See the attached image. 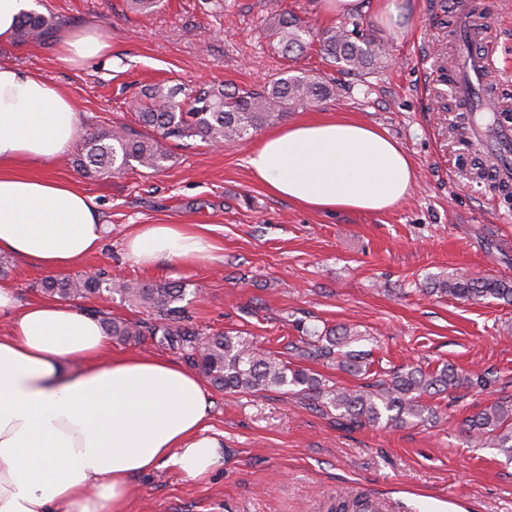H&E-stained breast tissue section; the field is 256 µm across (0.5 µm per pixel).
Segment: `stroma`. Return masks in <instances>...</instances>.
I'll list each match as a JSON object with an SVG mask.
<instances>
[{"mask_svg": "<svg viewBox=\"0 0 512 512\" xmlns=\"http://www.w3.org/2000/svg\"><path fill=\"white\" fill-rule=\"evenodd\" d=\"M152 14L126 0H37L58 32L87 24L112 34V65L71 68L54 43H0V64L50 78L81 114L82 133L137 128L132 102L163 83L224 82L260 90L283 70L335 79L340 95L288 113L286 123L346 115L384 131L416 172L409 197L371 215L316 213L270 195L244 158L251 142L172 146L155 172L131 164L86 175L71 155L27 172L75 183L93 197L108 231L99 250L68 274L105 271L129 282L184 285V304L203 332H248L290 360L302 330L346 325L370 354L373 378L407 364L450 363L477 382L463 398L429 397L438 422L352 428L336 410H316L288 388L227 394L214 387L209 432L222 442V468L195 480L172 470L134 477L129 512H336L366 496L383 512H512V461L474 448L462 421L512 394V305L431 295L446 274L512 280V184L488 174L469 143L471 118L457 111L455 14L441 0H401L402 22L378 19L366 0L365 28L388 46L381 68L364 77L324 61L317 46L283 58L263 20L270 0H164ZM472 14L490 7L486 40L500 66L491 90L512 114V0H462ZM139 224H202L219 258L195 265L128 260L125 241Z\"/></svg>", "mask_w": 512, "mask_h": 512, "instance_id": "obj_1", "label": "stroma"}]
</instances>
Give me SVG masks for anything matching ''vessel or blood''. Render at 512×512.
<instances>
[{
	"mask_svg": "<svg viewBox=\"0 0 512 512\" xmlns=\"http://www.w3.org/2000/svg\"><path fill=\"white\" fill-rule=\"evenodd\" d=\"M457 65L458 80L453 91L459 109L465 112L497 113L498 104L484 89L488 75L497 69L494 52L490 49L481 53L472 51L470 19L464 14L459 17ZM471 138L481 155L492 158L497 179L511 182L512 124L499 121L490 126L474 123Z\"/></svg>",
	"mask_w": 512,
	"mask_h": 512,
	"instance_id": "1",
	"label": "vessel or blood"
}]
</instances>
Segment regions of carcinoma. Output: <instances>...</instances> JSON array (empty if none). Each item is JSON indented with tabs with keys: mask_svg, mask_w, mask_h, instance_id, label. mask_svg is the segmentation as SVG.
Returning <instances> with one entry per match:
<instances>
[{
	"mask_svg": "<svg viewBox=\"0 0 512 512\" xmlns=\"http://www.w3.org/2000/svg\"><path fill=\"white\" fill-rule=\"evenodd\" d=\"M54 23L41 15L25 14L17 28L20 41L47 43ZM268 36L283 55L302 52L308 32L304 22L286 9L276 8L264 18ZM318 50L325 61L354 75L369 74L382 63L385 45L370 37L360 25L343 23L322 31ZM337 94L336 85L316 76L284 71L261 91L234 88L224 83L201 86L188 93L179 87L153 85L134 104L140 124L151 129L138 136L125 126L102 130L80 141L75 162L87 173L98 175L120 171L131 162L156 171L165 167L171 154L166 141L200 139L204 143H236L288 114L292 108L311 104ZM46 295L61 300L102 298L118 294L129 303L151 311L153 322L126 323L105 318L106 333L125 339L145 336L182 351L215 388L226 393L256 392L271 387L291 386L321 410L332 407L351 425H375L382 418L396 424L424 420L436 410L423 404L422 396L456 394L473 385V379L452 365L433 371L420 366L396 371L349 390L328 386L305 368L292 367L269 353L259 351L241 331L202 335L188 325L189 315L181 302L185 288L172 283H132L96 277H48L40 285ZM430 291L459 299L493 298L512 305V281L451 274L438 277ZM359 335L343 325L331 331L310 332L294 346L302 360L323 359L340 368L367 374L365 354L349 349ZM468 439L477 445L497 448L512 460V396L494 401L464 421Z\"/></svg>",
	"mask_w": 512,
	"mask_h": 512,
	"instance_id": "cac0c4a2",
	"label": "carcinoma"
}]
</instances>
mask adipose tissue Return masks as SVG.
<instances>
[{"instance_id": "ef3b65f1", "label": "adipose tissue", "mask_w": 512, "mask_h": 512, "mask_svg": "<svg viewBox=\"0 0 512 512\" xmlns=\"http://www.w3.org/2000/svg\"><path fill=\"white\" fill-rule=\"evenodd\" d=\"M99 25L69 31L60 62L110 63ZM74 100L50 79L0 64V253L58 271L94 254L104 224L76 185L24 173L50 164L78 136ZM273 196L307 210L380 213L412 191L410 159L381 130L351 118L305 119L267 133L245 160ZM215 244L188 224H141L127 256L213 259ZM0 512H128L132 478L171 468L201 480L224 464L207 435L203 379L158 356H109L97 316L55 300L18 308L0 280Z\"/></svg>"}]
</instances>
